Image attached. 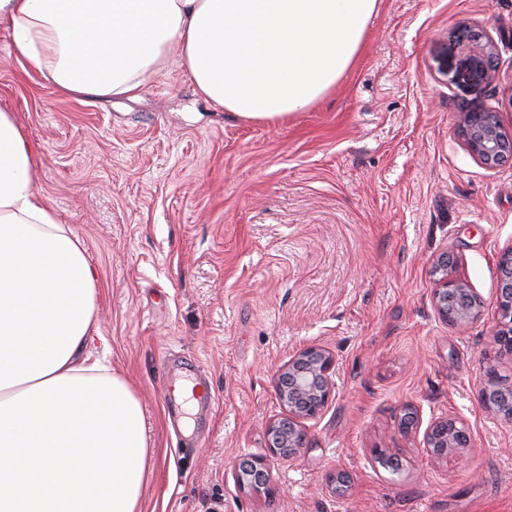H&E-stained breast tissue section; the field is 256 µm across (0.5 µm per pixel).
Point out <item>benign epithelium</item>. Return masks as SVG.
<instances>
[{
	"label": "benign epithelium",
	"mask_w": 512,
	"mask_h": 512,
	"mask_svg": "<svg viewBox=\"0 0 512 512\" xmlns=\"http://www.w3.org/2000/svg\"><path fill=\"white\" fill-rule=\"evenodd\" d=\"M462 132L470 153L484 164L512 160V131L503 127L496 112H475L465 116ZM500 279L497 304L500 316L498 329L491 343L502 355L512 359V250L499 260ZM437 275L432 303L438 316L454 328H468L480 318V300L469 281L457 275L454 258L444 253L434 264ZM336 359L323 345H310L275 375V389L283 407V415L267 429V458H246L234 466L240 487L255 494L268 487L271 463L286 462L298 456L304 447L308 428L306 422L318 417L335 390L333 374ZM480 399L487 412L512 423V385L488 374ZM427 451L437 461L449 456L473 452V443L465 424L453 417L437 418L424 431Z\"/></svg>",
	"instance_id": "benign-epithelium-1"
}]
</instances>
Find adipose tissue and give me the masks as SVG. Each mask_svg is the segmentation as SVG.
<instances>
[{
  "label": "adipose tissue",
  "instance_id": "adipose-tissue-1",
  "mask_svg": "<svg viewBox=\"0 0 512 512\" xmlns=\"http://www.w3.org/2000/svg\"><path fill=\"white\" fill-rule=\"evenodd\" d=\"M379 0H0L14 54L60 90L131 96L178 53L215 108L278 125L357 55ZM36 149L0 111V512H142L141 403L91 359L98 273L38 191ZM112 469L103 481L97 463Z\"/></svg>",
  "mask_w": 512,
  "mask_h": 512
}]
</instances>
